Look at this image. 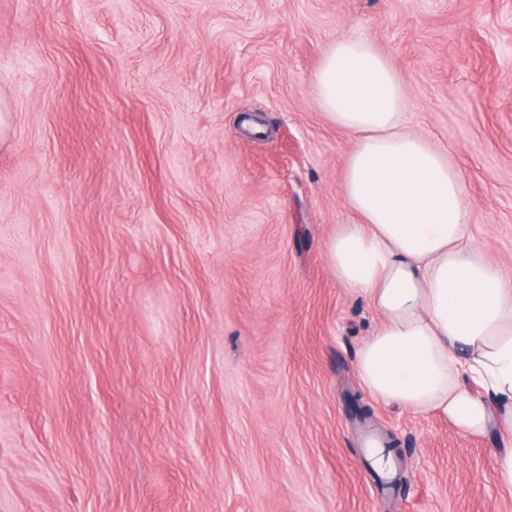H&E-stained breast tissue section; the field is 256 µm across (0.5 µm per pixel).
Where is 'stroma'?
<instances>
[{"label": "stroma", "instance_id": "1", "mask_svg": "<svg viewBox=\"0 0 512 512\" xmlns=\"http://www.w3.org/2000/svg\"><path fill=\"white\" fill-rule=\"evenodd\" d=\"M350 35L512 284V0H0V512H512L495 435L359 381L313 94Z\"/></svg>", "mask_w": 512, "mask_h": 512}]
</instances>
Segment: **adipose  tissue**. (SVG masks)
I'll return each instance as SVG.
<instances>
[{"mask_svg": "<svg viewBox=\"0 0 512 512\" xmlns=\"http://www.w3.org/2000/svg\"><path fill=\"white\" fill-rule=\"evenodd\" d=\"M313 93L354 138L344 167L351 218L337 225L326 259L381 317L360 347L358 377L399 411L495 433L498 479L512 491V286L468 235L462 177L405 128V89L369 38L328 44Z\"/></svg>", "mask_w": 512, "mask_h": 512, "instance_id": "1", "label": "adipose tissue"}]
</instances>
